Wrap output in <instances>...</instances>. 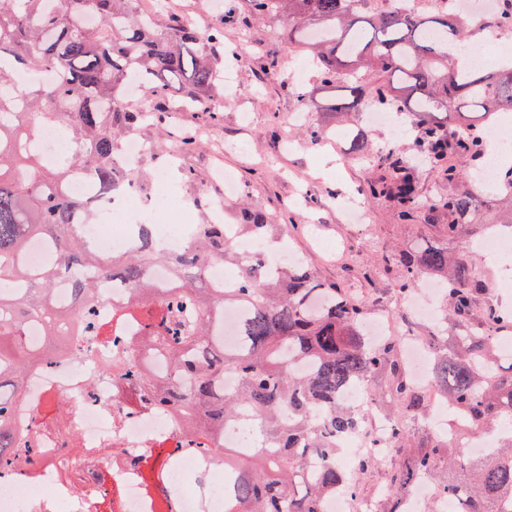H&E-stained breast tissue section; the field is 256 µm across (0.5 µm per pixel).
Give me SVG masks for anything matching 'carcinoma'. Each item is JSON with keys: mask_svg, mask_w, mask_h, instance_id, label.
I'll return each instance as SVG.
<instances>
[{"mask_svg": "<svg viewBox=\"0 0 512 512\" xmlns=\"http://www.w3.org/2000/svg\"><path fill=\"white\" fill-rule=\"evenodd\" d=\"M251 12L284 17L288 41L320 77L319 86L342 88L330 111L338 122L365 103L374 110L414 117V151L448 181L459 176L450 159L478 158L484 150L480 125L448 124L445 113L464 101L483 110V124L497 107H512V62L490 76L460 67L448 53L471 35L468 21L434 0L402 12L367 6L370 0H247ZM135 0H0V468L35 475L40 439L60 438L87 465L73 409L59 400L27 422L17 419L29 373L81 354L97 353L101 367L123 387L132 408L181 416L182 447L196 445L213 468L224 470V512H325L338 493L358 495L360 479L382 460L356 457L352 472L338 464L339 444L362 424V410L344 401L364 387L390 409L388 443L396 468L390 475L389 508L415 488L433 483L435 499H452L457 512H502L512 504V360L496 340L512 333V309L482 307L486 283L471 252L448 255L443 244H425L396 260L395 293L402 296L425 274L442 280L454 332L425 337L432 349V378L445 401L464 414L461 432L498 435L479 455L437 435L407 440L408 424L429 408L426 393L403 374L398 344L371 345L361 332L365 308L304 263L271 277L259 255H247L227 237L223 224H198L176 254L154 246L146 231L129 250L105 256L79 234L93 213L88 198L68 183L80 170L103 191L142 181L120 169L121 140L145 123L143 112L124 103V89L138 78L158 101L153 112L171 108L220 111V62L211 46L224 30L206 36L182 24L142 16ZM181 96L171 103L169 89ZM64 132L71 150L46 164L31 148L41 127ZM358 160L377 162L383 173L361 193L384 198L402 221L448 220V236L472 223L481 205L476 191L422 201L418 170L388 144L375 149L364 129L350 130ZM238 231L275 242L278 225L262 211L242 208ZM39 240L55 261L39 268L25 259ZM238 272L235 288L206 281L214 261ZM169 267L165 288L150 276ZM112 279L132 290L133 302L98 321L91 306L100 282ZM242 312L239 341L224 348V308ZM39 322L44 338L27 340ZM93 337L92 348L81 338ZM306 365L298 372L295 366ZM239 384L224 391V374ZM234 420L255 432L263 447L230 455L221 446L224 423Z\"/></svg>", "mask_w": 512, "mask_h": 512, "instance_id": "1", "label": "carcinoma"}]
</instances>
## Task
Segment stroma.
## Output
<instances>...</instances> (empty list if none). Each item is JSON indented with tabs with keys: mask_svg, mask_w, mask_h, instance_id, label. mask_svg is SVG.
I'll return each instance as SVG.
<instances>
[{
	"mask_svg": "<svg viewBox=\"0 0 512 512\" xmlns=\"http://www.w3.org/2000/svg\"><path fill=\"white\" fill-rule=\"evenodd\" d=\"M235 7L237 17L228 21L224 0H213L205 17L206 27H223L225 42L242 55L224 62L231 77L224 82L223 110L169 112L162 124L147 123L137 131L149 142L162 130L172 136L204 126L211 141L171 155L145 154L139 165L145 184L167 170L173 188L193 200V224L204 223L217 203L228 221L243 203L265 211L272 223L288 225L291 245L321 280L365 305L367 319L394 315L410 335L437 332V325L417 320L395 297L396 258L424 241L456 252L463 243L481 239L485 227L512 222V215L496 209L497 196L488 189L474 226L458 239L449 238L439 225L401 223L384 200L363 201L365 220L349 221L343 202L357 198L359 188L378 176V168L353 161L346 141L334 138L311 148L300 140L302 124L333 123L328 97L317 89L318 75L309 71L305 87H298L292 74L304 58L284 36L283 19L250 14L246 0H236ZM297 111L305 123L289 121V113ZM218 162L238 182L241 195H225L223 182L214 178ZM319 237L331 244V251L316 245Z\"/></svg>",
	"mask_w": 512,
	"mask_h": 512,
	"instance_id": "35a3bbf8",
	"label": "stroma"
}]
</instances>
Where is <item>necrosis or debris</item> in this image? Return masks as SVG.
<instances>
[{"label": "necrosis or debris", "mask_w": 512, "mask_h": 512, "mask_svg": "<svg viewBox=\"0 0 512 512\" xmlns=\"http://www.w3.org/2000/svg\"><path fill=\"white\" fill-rule=\"evenodd\" d=\"M70 190L76 195H91L95 219L82 225L85 240L105 255L126 249L138 235L145 221H153V233L160 248L181 251L194 231L190 224L155 222L156 214L167 209L168 196L158 193L141 195L136 189L110 196L95 195L81 178H74ZM372 334L396 340L403 356L407 378L426 390L434 408L431 422L444 430L449 410L432 381V357L425 346L406 336L388 321L371 326ZM119 385L103 371L97 360L76 356L52 370L30 373L24 399L15 408L23 416L38 412L52 394L66 397L76 411L77 428L83 447L96 449L106 442L117 443L129 461L114 466L111 485L118 490L120 506L116 512H160L159 501L175 496L177 512H213L224 500V482L193 448H176L159 468L153 489H146L143 458L159 445H174L182 435L181 421L152 409L125 411L117 398ZM391 428L390 421L376 411H368L362 429L342 442L372 458L383 457V442ZM47 452L30 479L15 470H0V512H95L102 492L94 477H85L79 487H72L60 477L63 464L73 457L65 442L47 441Z\"/></svg>", "instance_id": "necrosis-or-debris-1"}]
</instances>
